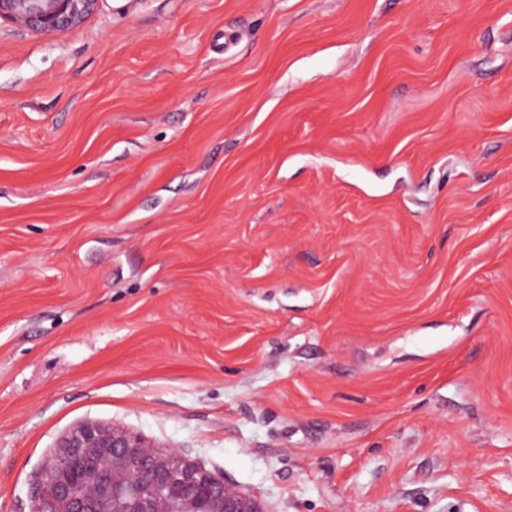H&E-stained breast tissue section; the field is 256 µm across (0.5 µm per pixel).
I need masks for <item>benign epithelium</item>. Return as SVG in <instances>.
Segmentation results:
<instances>
[{"label": "benign epithelium", "mask_w": 512, "mask_h": 512, "mask_svg": "<svg viewBox=\"0 0 512 512\" xmlns=\"http://www.w3.org/2000/svg\"><path fill=\"white\" fill-rule=\"evenodd\" d=\"M103 0H0V19L39 32L75 30ZM30 512H264L256 495L175 448L117 423L85 421L42 468Z\"/></svg>", "instance_id": "7a95c632"}]
</instances>
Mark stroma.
<instances>
[{
	"label": "stroma",
	"mask_w": 512,
	"mask_h": 512,
	"mask_svg": "<svg viewBox=\"0 0 512 512\" xmlns=\"http://www.w3.org/2000/svg\"><path fill=\"white\" fill-rule=\"evenodd\" d=\"M85 420L264 512H512V0L0 20V512Z\"/></svg>",
	"instance_id": "stroma-1"
}]
</instances>
